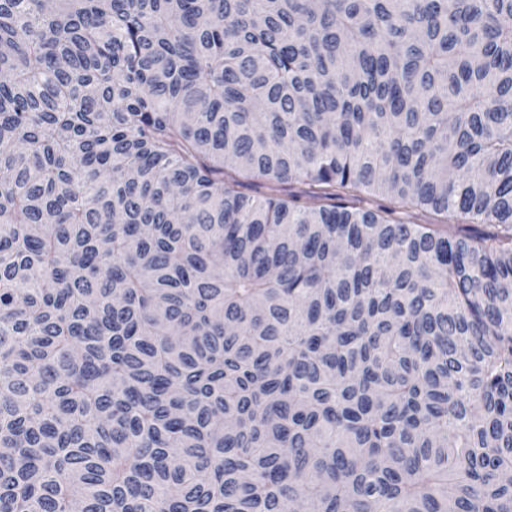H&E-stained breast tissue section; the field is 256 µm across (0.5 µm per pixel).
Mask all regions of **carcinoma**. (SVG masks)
<instances>
[{
	"label": "carcinoma",
	"instance_id": "cac0c4a2",
	"mask_svg": "<svg viewBox=\"0 0 512 512\" xmlns=\"http://www.w3.org/2000/svg\"><path fill=\"white\" fill-rule=\"evenodd\" d=\"M0 512H512V0H0Z\"/></svg>",
	"mask_w": 512,
	"mask_h": 512
}]
</instances>
